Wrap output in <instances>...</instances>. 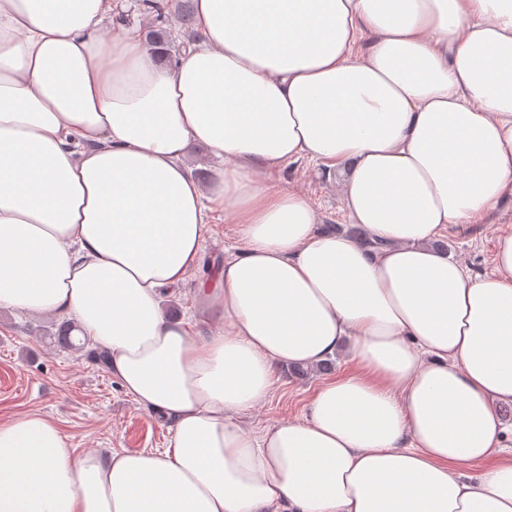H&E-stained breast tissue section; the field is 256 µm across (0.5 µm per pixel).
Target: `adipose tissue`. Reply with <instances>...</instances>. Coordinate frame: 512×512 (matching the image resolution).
I'll return each mask as SVG.
<instances>
[{
	"label": "adipose tissue",
	"instance_id": "ef3b65f1",
	"mask_svg": "<svg viewBox=\"0 0 512 512\" xmlns=\"http://www.w3.org/2000/svg\"><path fill=\"white\" fill-rule=\"evenodd\" d=\"M113 6L0 0V308L74 318L172 442L0 422V512H512V234L483 275L433 245L512 190V0H194L173 67ZM303 160L348 229L281 187ZM210 205L238 243L174 320ZM348 341L303 418L244 426ZM189 159L194 175L203 183H208L214 171L220 166L209 151L199 144L190 146Z\"/></svg>",
	"mask_w": 512,
	"mask_h": 512
}]
</instances>
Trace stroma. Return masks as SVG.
Instances as JSON below:
<instances>
[{"label": "stroma", "mask_w": 512, "mask_h": 512, "mask_svg": "<svg viewBox=\"0 0 512 512\" xmlns=\"http://www.w3.org/2000/svg\"><path fill=\"white\" fill-rule=\"evenodd\" d=\"M113 21L140 31L163 24L170 32L171 60H178L183 43L194 39L193 25L163 0L160 14L143 10L140 0H116ZM340 175H326L305 163L289 165L286 186L304 196L321 216V227H344ZM512 232V193L490 212L465 224H452L440 242L449 255L471 273L491 270L495 243L503 232ZM236 244L234 225L216 216L201 254L209 270H217ZM207 269V270H208ZM55 316L23 314L0 308V421L37 412L54 421L76 453L88 451H140L167 448L170 423L160 414L138 407L125 393L108 367L87 352H70L50 344ZM349 354L336 355L330 370L314 368L301 373L284 366L268 401L247 413L243 421L253 427L271 426L301 418L318 387L349 372Z\"/></svg>", "instance_id": "obj_1"}]
</instances>
